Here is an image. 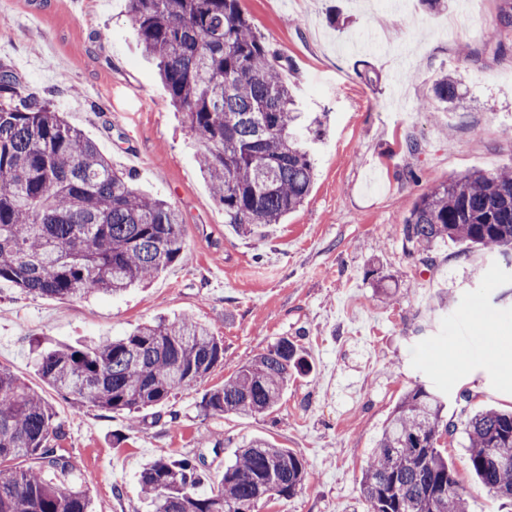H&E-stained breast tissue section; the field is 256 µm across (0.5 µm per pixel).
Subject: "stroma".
<instances>
[{
  "label": "stroma",
  "mask_w": 512,
  "mask_h": 512,
  "mask_svg": "<svg viewBox=\"0 0 512 512\" xmlns=\"http://www.w3.org/2000/svg\"><path fill=\"white\" fill-rule=\"evenodd\" d=\"M241 0L283 57L282 76L318 123L315 178L302 206L259 235L224 222L200 174L193 134L142 53L125 0H0V63L137 186L181 214L189 259L121 296L65 300L0 282V366L54 408V446L85 482L94 512H151L140 484L158 457L199 454L217 482L261 437L306 463L302 490L255 512H365L360 480L401 397L422 384L456 425L442 438L469 512H498L464 466L465 425L478 406L512 407V258L448 243L432 265L409 253L402 227L416 200L449 177L512 165V0ZM497 27L494 38L485 35ZM379 31L380 47H363ZM412 57H405L406 46ZM444 73L455 108L425 101ZM417 150H410V143ZM191 316L224 344V362L139 414L77 404L38 374L39 350L123 336L158 317ZM308 363L277 410L214 416L204 395L280 338ZM469 400H462V393Z\"/></svg>",
  "instance_id": "35a3bbf8"
}]
</instances>
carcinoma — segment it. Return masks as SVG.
I'll return each instance as SVG.
<instances>
[{"instance_id": "cac0c4a2", "label": "carcinoma", "mask_w": 512, "mask_h": 512, "mask_svg": "<svg viewBox=\"0 0 512 512\" xmlns=\"http://www.w3.org/2000/svg\"><path fill=\"white\" fill-rule=\"evenodd\" d=\"M126 14L194 132L199 169L224 223L242 235L281 223L308 197L314 163L280 53L256 34L239 0H126ZM458 87L440 76L430 104H458ZM134 181L0 64V282L56 298L117 296L188 260L177 209ZM402 234L425 261L448 240L511 254L512 169L473 171L423 193ZM222 361L224 344L188 317L58 347L37 369L77 403L125 412L133 426L136 412L166 402ZM305 368L297 344L282 338L207 393L203 408L216 416L271 412L293 372ZM445 408L423 385L401 399L362 474L367 512H468L439 448L454 430ZM60 434L52 406L0 368V512H91L82 483L67 481L70 458L51 445ZM467 438V470L512 501V411L476 410ZM305 478L300 457L255 439L208 492L206 474L186 458L148 463L141 487L152 512H254L262 499H288Z\"/></svg>"}]
</instances>
